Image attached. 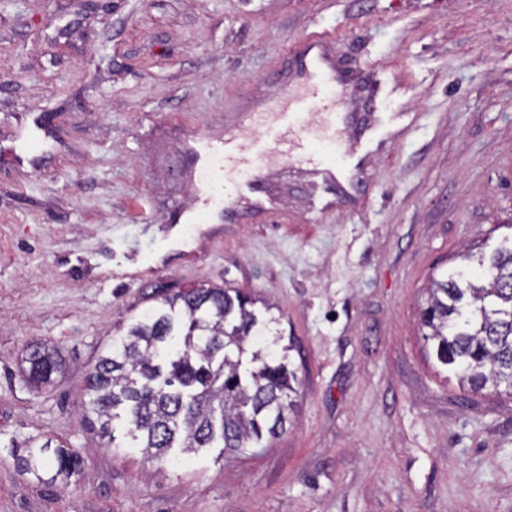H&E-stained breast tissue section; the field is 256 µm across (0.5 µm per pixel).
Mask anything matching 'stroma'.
Segmentation results:
<instances>
[{
    "mask_svg": "<svg viewBox=\"0 0 512 512\" xmlns=\"http://www.w3.org/2000/svg\"><path fill=\"white\" fill-rule=\"evenodd\" d=\"M328 34L340 112L392 129L355 195L271 161L272 215L171 225L195 206L183 146L256 113ZM380 81L350 98L360 67ZM43 141L16 160V132ZM512 244V0H0V512H512V400L466 395L419 335L432 279ZM242 291L302 382L257 453L99 447L84 380L159 292ZM59 346L35 391L19 359ZM53 437L80 463L18 466Z\"/></svg>",
    "mask_w": 512,
    "mask_h": 512,
    "instance_id": "stroma-1",
    "label": "stroma"
}]
</instances>
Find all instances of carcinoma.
Here are the masks:
<instances>
[{
	"label": "carcinoma",
	"mask_w": 512,
	"mask_h": 512,
	"mask_svg": "<svg viewBox=\"0 0 512 512\" xmlns=\"http://www.w3.org/2000/svg\"><path fill=\"white\" fill-rule=\"evenodd\" d=\"M464 271L433 283L421 312L424 340L436 361L473 393L512 397V248L462 254ZM252 300L224 288L195 287L158 295L157 308L112 338L85 378L86 419L108 448H137L149 460L174 448L244 454L284 434L300 380L273 340L251 352ZM28 384L54 383L62 360L46 343L22 359ZM78 455L48 440L19 467L49 482L75 473Z\"/></svg>",
	"instance_id": "obj_1"
}]
</instances>
